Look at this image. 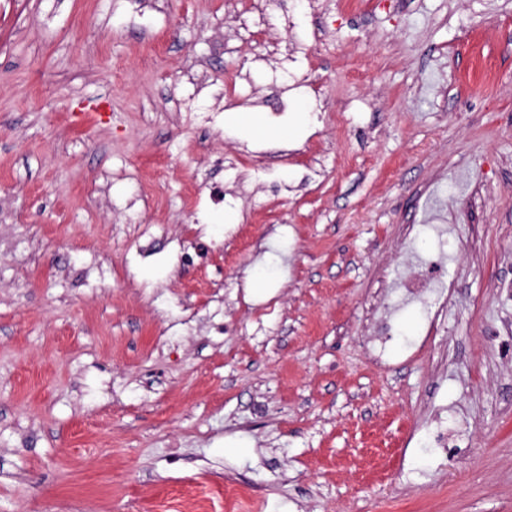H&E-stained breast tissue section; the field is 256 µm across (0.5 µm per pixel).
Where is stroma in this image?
Wrapping results in <instances>:
<instances>
[{
    "label": "stroma",
    "instance_id": "stroma-1",
    "mask_svg": "<svg viewBox=\"0 0 512 512\" xmlns=\"http://www.w3.org/2000/svg\"><path fill=\"white\" fill-rule=\"evenodd\" d=\"M419 224L431 336L395 288ZM240 482L512 512V0H0V512ZM421 232L431 242V252L439 258L448 257V229L444 224H422Z\"/></svg>",
    "mask_w": 512,
    "mask_h": 512
}]
</instances>
